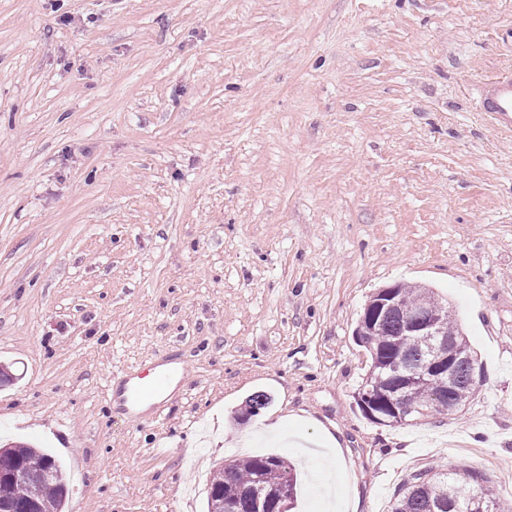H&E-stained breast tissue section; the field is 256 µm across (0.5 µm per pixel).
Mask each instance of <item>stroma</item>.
Masks as SVG:
<instances>
[{
	"mask_svg": "<svg viewBox=\"0 0 512 512\" xmlns=\"http://www.w3.org/2000/svg\"><path fill=\"white\" fill-rule=\"evenodd\" d=\"M501 74L512 0H0V441L62 461L68 512H207L266 450L292 512H391L427 470L512 499V134L479 110ZM396 283L433 289L483 376L387 427L353 330ZM167 362L161 415L121 408ZM323 428L357 507L317 482Z\"/></svg>",
	"mask_w": 512,
	"mask_h": 512,
	"instance_id": "obj_1",
	"label": "stroma"
}]
</instances>
